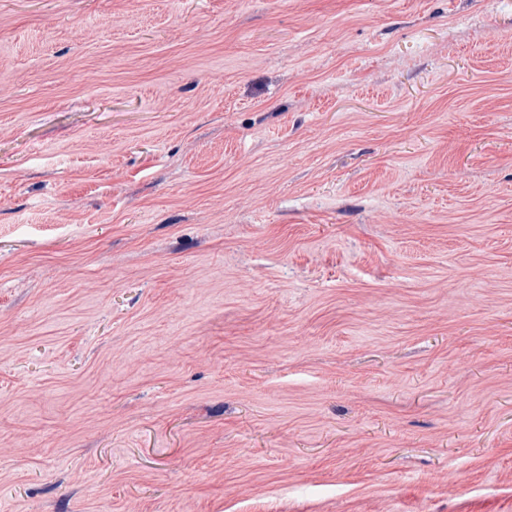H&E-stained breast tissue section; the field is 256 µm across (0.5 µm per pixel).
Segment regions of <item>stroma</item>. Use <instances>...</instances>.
Here are the masks:
<instances>
[{"label":"stroma","mask_w":512,"mask_h":512,"mask_svg":"<svg viewBox=\"0 0 512 512\" xmlns=\"http://www.w3.org/2000/svg\"><path fill=\"white\" fill-rule=\"evenodd\" d=\"M0 512H512V0H0Z\"/></svg>","instance_id":"stroma-1"}]
</instances>
